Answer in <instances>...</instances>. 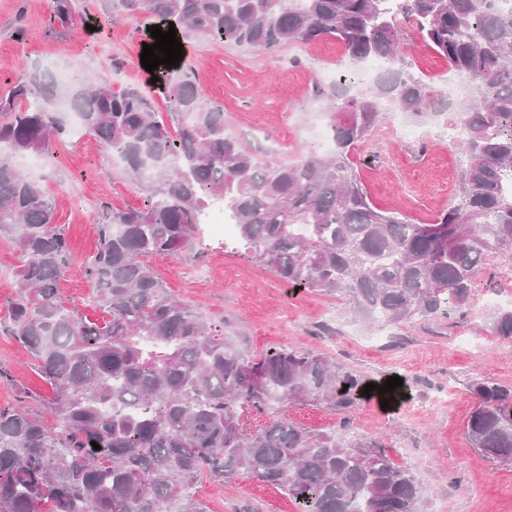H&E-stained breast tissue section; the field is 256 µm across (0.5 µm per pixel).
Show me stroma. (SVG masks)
<instances>
[{
    "label": "stroma",
    "instance_id": "1",
    "mask_svg": "<svg viewBox=\"0 0 512 512\" xmlns=\"http://www.w3.org/2000/svg\"><path fill=\"white\" fill-rule=\"evenodd\" d=\"M84 16L64 27L48 24L52 0H0V91L24 72L87 73L120 90L146 88L141 53L150 42L145 19L113 21L110 0H82ZM96 18L101 33L90 32ZM25 30L18 39L17 30ZM184 66L195 71L206 98L224 111V124L240 145L260 161L291 164L318 152L330 129L325 96L335 81L352 80L354 64L335 38L255 52L220 41L182 48ZM447 112L419 121L424 138L402 137L408 116L392 112L351 152L353 169L371 200L418 224L435 220L459 189L463 157L438 134L456 121ZM53 163L31 171L51 196L55 221L69 238L72 259L58 288L67 307L89 320L104 313L90 300L93 285L85 263L98 245L103 203L119 210L145 207L148 182L135 179L126 163L87 130L53 142ZM512 261L507 252L486 257L474 281L471 302L450 317H425L378 327L344 293L292 291L266 265L238 249L235 238L199 235L189 250L150 259L166 288L195 307L208 322L253 356L277 347L322 353L373 383L399 376L389 407L378 399L349 412L281 404L285 415L314 433L381 437L387 452L407 448L428 504L427 512H512V463L498 462L473 448L465 424L478 399L475 382L512 386V339L495 336L496 307L483 295L508 290L501 275ZM0 406L24 402L47 425L56 420L43 401L51 387L30 355L0 333ZM270 413V414H271ZM196 496L208 512H296L292 499L271 487L239 477L216 484L204 477Z\"/></svg>",
    "mask_w": 512,
    "mask_h": 512
}]
</instances>
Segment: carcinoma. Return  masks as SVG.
Instances as JSON below:
<instances>
[{
	"instance_id": "carcinoma-1",
	"label": "carcinoma",
	"mask_w": 512,
	"mask_h": 512,
	"mask_svg": "<svg viewBox=\"0 0 512 512\" xmlns=\"http://www.w3.org/2000/svg\"><path fill=\"white\" fill-rule=\"evenodd\" d=\"M112 16L174 23L194 41L275 51L334 37L355 62L387 67L369 92L342 86L335 149L295 163L262 162L226 132L195 74L159 72L175 130L137 87L74 76L68 111L151 182L143 209L103 205L86 263L92 322L67 309L58 281L72 249L47 192L10 160L50 147L69 130L60 88L19 77L0 96V237L17 250L9 335L53 390L47 427L20 405L0 407V512H206L200 476L245 477L294 500L298 512H422L419 482L377 440L336 441L287 417L247 431L241 414L273 402L350 411L367 381L321 353L290 347L253 357L170 294L152 257L189 249L210 201L224 202L240 243L294 290L348 292L374 322L448 317L470 303L485 257L512 249V8L500 0H398L428 49L468 79L478 98L450 100L407 72L391 0H111ZM54 0L51 24L73 19ZM453 110L467 157L457 204L433 222L373 204L351 149L386 112L423 118ZM493 333L512 339V308ZM465 433L472 447L512 462V386L474 384ZM97 443L100 449L93 448Z\"/></svg>"
}]
</instances>
